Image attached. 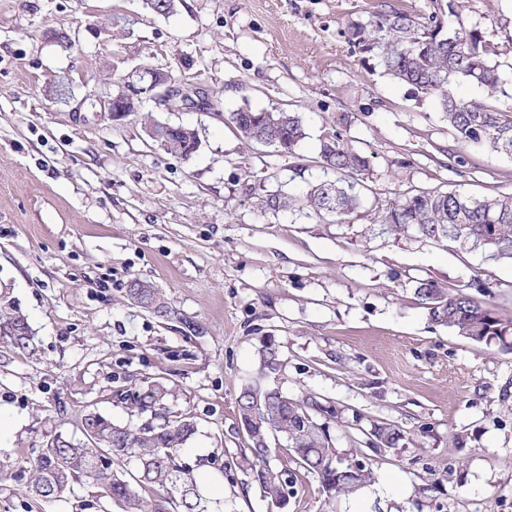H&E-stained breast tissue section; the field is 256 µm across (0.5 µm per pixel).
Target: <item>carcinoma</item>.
<instances>
[{"mask_svg": "<svg viewBox=\"0 0 512 512\" xmlns=\"http://www.w3.org/2000/svg\"><path fill=\"white\" fill-rule=\"evenodd\" d=\"M151 12L170 16L178 0H144ZM456 25L454 34L447 28ZM348 42L359 52L374 57L392 79L411 86L416 93L433 96L459 147L485 144L494 152L512 157V111L500 109L497 95L505 93L506 80L497 58L512 52L486 39L477 27H464L461 0H448V17L437 14L421 21L404 10L377 12L365 23L349 27ZM464 79L483 87L481 100L457 96L452 84ZM250 141L273 142L278 151L292 154L306 138L302 117L282 109L241 108L229 118ZM144 129L168 130L165 151L184 156L197 139L195 129L144 116ZM319 163L338 174L334 181L311 186L295 198L271 191L259 198L262 211H305L324 220L349 219L360 204L352 178L370 170L372 156L345 144L333 132L326 136ZM380 223L393 234L412 232L422 238L454 242L470 249L487 250L492 256L512 259V196L471 198L457 191L429 190L406 193L390 203ZM415 294L430 320L475 342L504 340L512 336V321H504L482 302L465 294L452 295L433 280H422ZM127 296L138 307L169 319L176 312L162 292L149 281L131 279ZM0 344L32 356L36 352L26 315L11 300H0ZM258 368L237 398L238 417L248 433L249 447L239 458L221 462L226 476L235 468L248 467L264 496L279 509L288 502V470L270 466L281 450L289 452L296 467L314 475L325 500L350 495L373 478L372 467L361 460L342 457L333 446L329 425L337 422L336 407L319 396L294 399L269 385L270 377L284 365L279 345L270 336L260 339ZM172 388L158 378L131 394V405L150 411L152 421L141 426L120 424L89 409L81 425L83 440L59 433L33 460L25 461L29 480L25 491L35 500L59 501L86 483L100 499L120 512H224L214 508L203 494L194 469L181 462L177 450L196 433L193 417L174 415L168 407ZM283 443L272 445L270 436ZM404 439L390 423L377 424L367 443L375 449H392Z\"/></svg>", "mask_w": 512, "mask_h": 512, "instance_id": "cac0c4a2", "label": "carcinoma"}]
</instances>
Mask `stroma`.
<instances>
[{
    "mask_svg": "<svg viewBox=\"0 0 512 512\" xmlns=\"http://www.w3.org/2000/svg\"><path fill=\"white\" fill-rule=\"evenodd\" d=\"M448 0H183L162 17L142 0H0V292L27 315L33 357L0 353V512H119L75 486L68 499L24 492L21 459L56 434L78 439L87 407L118 423L145 415L120 393L164 375L172 412L195 417L181 448L198 464L238 456L249 437L237 397L262 337L285 360L291 397L336 405L340 455L372 464L360 492L325 501L297 474L282 512H512V343H476L431 322L415 289L433 279L512 319V261L415 234L378 215L411 190L512 195V157L459 150L438 102L382 74L348 43L351 23ZM127 26L113 25L114 16ZM466 26L512 43V0H465ZM126 49L114 55L115 43ZM191 77L221 116L145 98L161 121L194 128L189 156L146 136L140 113L113 121L97 98L147 69ZM299 113L295 154L242 138L241 108ZM331 131L371 155L349 220L261 212L257 198L302 196ZM462 151L464 164L448 155ZM151 281L176 315L135 305ZM405 433L366 443L373 424ZM207 479L226 512H281L246 469ZM404 439V433L396 425L390 423L376 424L371 430L367 443L375 449H392Z\"/></svg>",
    "mask_w": 512,
    "mask_h": 512,
    "instance_id": "1",
    "label": "stroma"
}]
</instances>
